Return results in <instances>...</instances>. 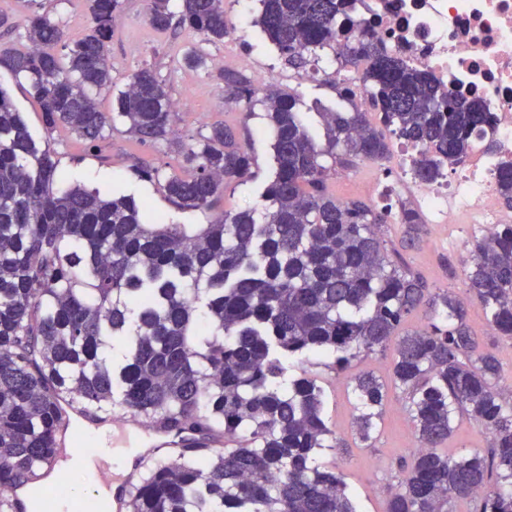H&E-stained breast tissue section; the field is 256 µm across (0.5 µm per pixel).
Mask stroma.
Wrapping results in <instances>:
<instances>
[{"label": "stroma", "mask_w": 512, "mask_h": 512, "mask_svg": "<svg viewBox=\"0 0 512 512\" xmlns=\"http://www.w3.org/2000/svg\"><path fill=\"white\" fill-rule=\"evenodd\" d=\"M150 7V0H121L120 17L107 44L113 85L97 93L96 98L103 109H111L112 94L122 89L127 77L138 68L151 67L172 99L189 95L194 100L191 111L175 112L172 142L143 145L118 128L107 132L98 150L92 151L64 127L46 129L41 109L24 76L14 75L0 65V89L6 91L16 109L23 113L33 136L49 145L59 169L67 173L70 182L99 189L105 195L115 190L133 195L169 224H209L227 212L261 211L260 195L273 167V130L263 106H255L252 112L246 113L229 103L220 77L219 59L227 54H247L250 64L245 68L246 74L265 69L275 88L299 93L298 110L310 134L319 141L324 138L322 111L343 107L335 87L319 80L298 79L294 71L283 65L272 44L253 23L257 12L251 0H224L231 29L219 43L205 41L183 28L156 30L149 21ZM34 12L62 23L74 37L84 34L91 26L86 0H0V18L8 20L7 25L0 27L1 47L27 46L26 19ZM191 48L208 56V70L183 65L181 58ZM217 121L235 127L241 145L253 158V176L227 189L212 208L179 209L170 203L158 183L138 177L135 168L142 163L166 173L180 171L177 142ZM377 167V162L358 159L350 168L335 169L326 180V190L342 202L368 200L367 186ZM483 234L477 224H424L414 244L406 248L402 245L403 225L386 224L380 230L387 248L399 249L405 264L424 278L431 292L449 291L464 302L474 336L499 361L498 390L505 401L512 403V339L491 331L465 275L471 243ZM393 355L390 348L364 353L349 369L339 373L314 363L305 367L316 375L318 385L323 388L328 424L344 442L341 448L324 451L319 462L336 469L343 477L360 512H386L387 489L401 478L398 463L411 460L415 451V429L408 398L402 389L389 383ZM286 367L291 378L305 369L293 359L287 361ZM364 371L373 372L388 384L378 430L367 444L361 443L355 434L352 397V379ZM447 446L457 456L485 455L490 450L491 436L462 412L455 418L454 432Z\"/></svg>", "instance_id": "35a3bbf8"}]
</instances>
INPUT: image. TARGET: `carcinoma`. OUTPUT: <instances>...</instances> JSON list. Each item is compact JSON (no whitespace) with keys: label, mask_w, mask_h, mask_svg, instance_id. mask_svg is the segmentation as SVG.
Segmentation results:
<instances>
[{"label":"carcinoma","mask_w":512,"mask_h":512,"mask_svg":"<svg viewBox=\"0 0 512 512\" xmlns=\"http://www.w3.org/2000/svg\"><path fill=\"white\" fill-rule=\"evenodd\" d=\"M169 2L151 0L157 30L172 26ZM354 2L259 0L256 24L300 76L324 50L362 69L378 123L356 109L324 112L322 146L296 110L299 98L222 72L229 99L249 110L262 104L275 131L259 219L241 211L213 224H165L131 195L67 182L0 89V512L25 482L51 474L65 418L118 410L181 438L213 433L228 445L250 436L209 465L194 453L155 458L132 488L131 512H357L341 476L318 463L322 449L340 447L322 389L306 375L285 378L284 362L330 356L324 366L344 371L384 350L423 305L427 325L399 338L391 368L420 450L401 466L387 512H445L454 496L477 499L478 512H512V405L496 389V356L473 336L459 300L431 294L398 250L384 254L383 212L340 203L325 186L324 158L383 160L387 131L423 147L416 176L433 180L469 155L490 115L480 98L355 36ZM181 6L178 25L213 43L228 35L224 0ZM88 8L92 27L78 39L29 15L28 49L1 48L0 64L29 79L46 128L63 125L90 149L118 121L144 144L169 140L172 101L149 68L128 78L112 114L99 110L92 91L112 85L107 43L120 0ZM183 62L208 67L195 49ZM180 148L186 173H137L182 209H208L251 177L252 156L222 122ZM498 192L512 209L511 162ZM399 223L412 244L418 214L405 210ZM467 278L492 331L512 338V224L472 242ZM113 340L124 346L120 363L103 353ZM354 381L355 426L367 442L386 387L370 372ZM461 410L492 434L488 454L441 451Z\"/></svg>","instance_id":"cac0c4a2"}]
</instances>
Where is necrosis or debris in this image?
Listing matches in <instances>:
<instances>
[{"label":"necrosis or debris","mask_w":512,"mask_h":512,"mask_svg":"<svg viewBox=\"0 0 512 512\" xmlns=\"http://www.w3.org/2000/svg\"><path fill=\"white\" fill-rule=\"evenodd\" d=\"M353 28L381 42L445 87L482 99L491 117L486 139L438 178H415L420 150L396 143L392 166L377 169L370 187L374 205L396 220L402 208L427 224H480L486 231L512 223L498 194V170L512 161V0H359ZM347 101L365 112L370 98L354 68L340 56L318 70Z\"/></svg>","instance_id":"1"}]
</instances>
